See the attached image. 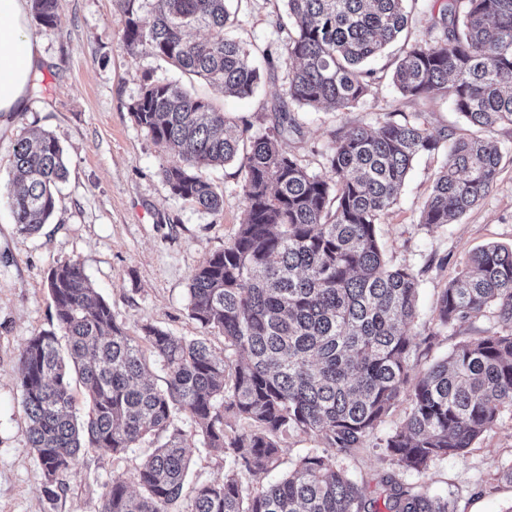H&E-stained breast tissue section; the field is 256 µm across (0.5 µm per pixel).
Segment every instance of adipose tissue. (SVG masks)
Listing matches in <instances>:
<instances>
[{"instance_id": "1", "label": "adipose tissue", "mask_w": 512, "mask_h": 512, "mask_svg": "<svg viewBox=\"0 0 512 512\" xmlns=\"http://www.w3.org/2000/svg\"><path fill=\"white\" fill-rule=\"evenodd\" d=\"M39 67L28 24V0H0V114L24 111Z\"/></svg>"}]
</instances>
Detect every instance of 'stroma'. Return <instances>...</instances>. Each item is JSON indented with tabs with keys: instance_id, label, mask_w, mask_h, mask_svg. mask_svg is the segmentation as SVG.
Wrapping results in <instances>:
<instances>
[{
	"instance_id": "1",
	"label": "stroma",
	"mask_w": 512,
	"mask_h": 512,
	"mask_svg": "<svg viewBox=\"0 0 512 512\" xmlns=\"http://www.w3.org/2000/svg\"><path fill=\"white\" fill-rule=\"evenodd\" d=\"M283 12V0L241 4L234 36L251 60H260L265 49L274 57L251 96H224L201 78L187 83L197 97L223 108L239 126H250L255 133L269 125L275 106L289 101L276 28ZM125 20L123 0H60L54 27L30 20L45 65L26 110L0 116V512H101L106 485L117 477L133 482L152 448L146 440L121 454L90 449L78 456L58 497L46 499L43 468L28 441L19 377L28 339L56 326L47 277L57 264L79 261L130 335H140L142 326L151 324L188 339L206 336L215 354L224 352L223 335L203 332L190 317L188 288L203 259L223 251L238 230L244 173L235 162L209 171L224 197L217 214L170 193L162 170L177 158L164 153L134 122L130 108L145 77L176 81L180 74L152 54H130L124 45ZM393 60L389 52L374 62L377 80L358 107L342 112L299 109L302 135L285 141L284 149L309 172L322 176V155L340 129L377 126L387 113L399 119L419 115L435 134L459 130L461 121L447 99L413 101L399 93L390 79ZM30 128L58 140L67 168L52 217L33 235L19 231L7 205L14 146ZM491 136L503 151L499 175L488 195L460 221L439 226L419 221L434 174L446 160L441 150L415 159L397 205L377 226L389 263L411 268L419 278L418 315L409 326L419 370L447 358L459 342L501 328L490 309L442 332L433 320L441 289L470 252L491 243L512 245V126L495 127ZM409 410V402L399 400L363 448L337 454L339 466L372 484L394 475L405 488H424L449 499L454 512H512V482L502 476L512 465L511 409L503 410L465 458L435 460L421 473L392 464L376 446L377 439L403 423ZM178 426L189 455L179 508L188 512L195 486L223 477L224 456L203 447L190 417L181 416ZM280 448L276 468L258 475L242 473L245 488L260 489L324 446L314 436L294 432L281 439Z\"/></svg>"
}]
</instances>
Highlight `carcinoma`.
I'll return each instance as SVG.
<instances>
[{
	"label": "carcinoma",
	"instance_id": "obj_1",
	"mask_svg": "<svg viewBox=\"0 0 512 512\" xmlns=\"http://www.w3.org/2000/svg\"><path fill=\"white\" fill-rule=\"evenodd\" d=\"M125 45L184 74L245 97L260 79L249 52L226 29L229 0H154L150 15L125 0ZM407 0H287L279 24L288 96L299 107L343 111L364 102L374 84L365 64L407 29ZM38 22L53 27L59 0H32ZM204 29L202 41L189 33ZM402 96L448 99L471 128L512 125V0H441L426 36L406 47L392 75ZM138 126L182 164L163 170L171 194L218 213L221 195L206 172L234 160L245 177L244 217L224 250L191 277L188 311L205 331L224 335L216 356L202 337L187 340L152 325L130 335L91 288L80 263L53 268L47 287L58 330L28 340L20 389L28 438L44 471L48 499L91 448L121 453L152 438L157 446L136 474L106 486L102 512H178L188 475L179 415L197 425L202 445L224 454V477L194 489L189 512H453L445 500L381 477L369 497L336 464L365 441L402 394L410 413L381 439L383 455L403 470L425 471L438 458L466 456L512 408V247L488 245L469 255L441 290V331L494 309L502 331L460 343L450 360L413 372L408 324L416 317L419 281L389 265L376 225L397 204L414 158L451 141L420 223L449 224L492 188L500 147L475 134H432L423 124L391 118L376 128H344L323 155L328 175L307 171L282 143L300 133L294 110L274 109L268 127L248 134L211 103L178 84L145 78L131 106ZM14 224L33 234L55 209L66 167L57 139L30 130L16 142ZM163 362L165 387L146 378L142 345ZM79 379L90 412L72 395ZM247 423L230 434L225 414ZM317 437L327 450L302 457L281 480L248 493L238 470L277 466L280 437Z\"/></svg>",
	"mask_w": 512,
	"mask_h": 512
}]
</instances>
